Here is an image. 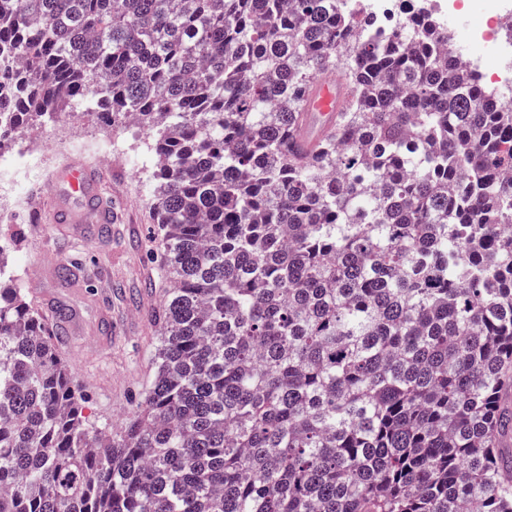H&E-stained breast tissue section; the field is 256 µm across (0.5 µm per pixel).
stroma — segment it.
Masks as SVG:
<instances>
[{"instance_id":"1","label":"stroma","mask_w":512,"mask_h":512,"mask_svg":"<svg viewBox=\"0 0 512 512\" xmlns=\"http://www.w3.org/2000/svg\"><path fill=\"white\" fill-rule=\"evenodd\" d=\"M69 110V117L26 138L36 145L65 134L73 141L70 150L0 174L1 189L13 183L21 189L11 210L0 213V244L11 245L0 269L20 280L47 316L61 308L68 312L59 347L88 397L86 415L108 423L134 409L151 381L160 343L162 257L159 226L148 205L152 136L137 126H106L76 103ZM107 139L108 162L98 152ZM73 159L98 169L112 203L111 223L85 225L79 236L55 211L63 186L53 176ZM67 261L78 267L65 278L59 266Z\"/></svg>"}]
</instances>
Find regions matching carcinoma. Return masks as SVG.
I'll return each mask as SVG.
<instances>
[{"mask_svg": "<svg viewBox=\"0 0 512 512\" xmlns=\"http://www.w3.org/2000/svg\"><path fill=\"white\" fill-rule=\"evenodd\" d=\"M451 40L351 0H0V146L73 100L149 128L169 273L117 428L0 277V512H512V108ZM349 99L350 93L343 81L333 76L316 81L309 94L311 109L324 115L340 111Z\"/></svg>", "mask_w": 512, "mask_h": 512, "instance_id": "carcinoma-1", "label": "carcinoma"}]
</instances>
